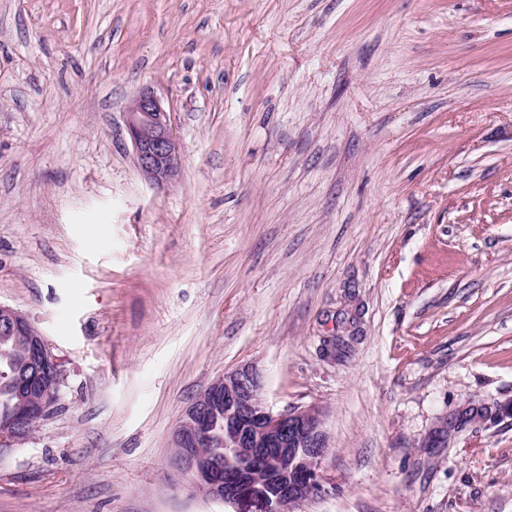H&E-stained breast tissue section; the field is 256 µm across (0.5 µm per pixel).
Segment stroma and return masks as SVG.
I'll return each mask as SVG.
<instances>
[{
    "mask_svg": "<svg viewBox=\"0 0 512 512\" xmlns=\"http://www.w3.org/2000/svg\"><path fill=\"white\" fill-rule=\"evenodd\" d=\"M0 304L65 376L0 512H225L170 439L245 365L325 412L301 512H512V0H0ZM126 127L145 179L155 186L175 180L180 173L181 143L161 100L151 91L140 92L128 107Z\"/></svg>",
    "mask_w": 512,
    "mask_h": 512,
    "instance_id": "1",
    "label": "stroma"
}]
</instances>
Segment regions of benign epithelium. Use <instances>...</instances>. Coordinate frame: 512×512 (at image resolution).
<instances>
[{
    "label": "benign epithelium",
    "instance_id": "obj_1",
    "mask_svg": "<svg viewBox=\"0 0 512 512\" xmlns=\"http://www.w3.org/2000/svg\"><path fill=\"white\" fill-rule=\"evenodd\" d=\"M126 127L136 165L145 179L164 186L180 173L181 143L170 112L150 91L140 92L126 112ZM29 320L0 304V331L17 334ZM31 374L22 393L34 394L36 406L48 415L61 398V358L45 338L37 336L30 352ZM260 373L243 366L210 384L187 408L174 429L171 444L182 449L174 460L177 473L190 479L195 491L235 512H298L324 492L319 464L329 448L324 412L319 407L270 411L262 398ZM224 407L221 447L224 459L238 470L225 477L216 473L197 452L213 436L211 413ZM27 435L22 417L0 422V447L10 448Z\"/></svg>",
    "mask_w": 512,
    "mask_h": 512
}]
</instances>
